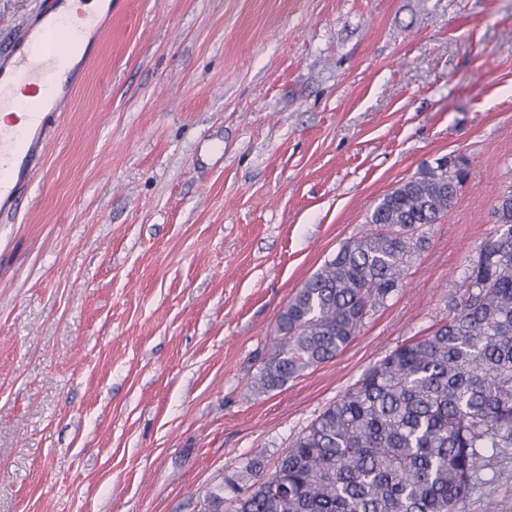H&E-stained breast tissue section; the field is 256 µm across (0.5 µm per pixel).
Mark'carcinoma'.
<instances>
[{
	"mask_svg": "<svg viewBox=\"0 0 512 512\" xmlns=\"http://www.w3.org/2000/svg\"><path fill=\"white\" fill-rule=\"evenodd\" d=\"M466 175L455 157L385 195L370 228L313 273L277 320L250 382L265 394L336 358L368 312L405 283L423 227L452 207ZM467 268L465 294L431 333L388 353L282 453L207 488L202 512H457L483 448H512V192Z\"/></svg>",
	"mask_w": 512,
	"mask_h": 512,
	"instance_id": "obj_1",
	"label": "carcinoma"
}]
</instances>
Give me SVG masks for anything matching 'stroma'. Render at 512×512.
Wrapping results in <instances>:
<instances>
[{"instance_id": "stroma-1", "label": "stroma", "mask_w": 512, "mask_h": 512, "mask_svg": "<svg viewBox=\"0 0 512 512\" xmlns=\"http://www.w3.org/2000/svg\"><path fill=\"white\" fill-rule=\"evenodd\" d=\"M43 0H0V59ZM0 215V512H199L448 298L512 191V0H112ZM468 163L405 284L333 360L250 379L379 200ZM457 512H512V448Z\"/></svg>"}]
</instances>
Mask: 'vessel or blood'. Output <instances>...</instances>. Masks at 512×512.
<instances>
[{
    "label": "vessel or blood",
    "instance_id": "b4317fda",
    "mask_svg": "<svg viewBox=\"0 0 512 512\" xmlns=\"http://www.w3.org/2000/svg\"><path fill=\"white\" fill-rule=\"evenodd\" d=\"M38 35L0 61V112H12L10 125L0 126V211L15 209L29 183L30 159L55 121L61 73L85 31H100L99 16L80 13L67 24L45 7Z\"/></svg>",
    "mask_w": 512,
    "mask_h": 512
}]
</instances>
